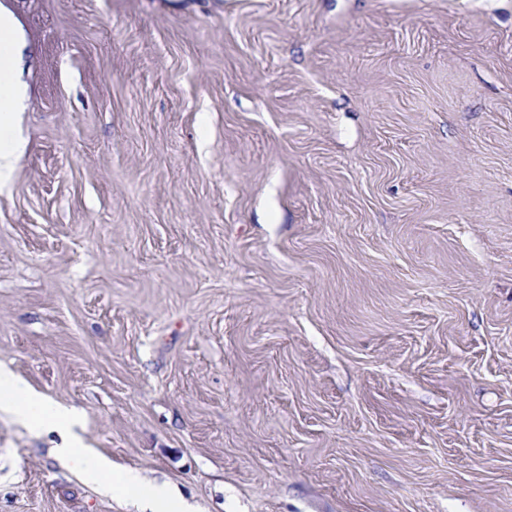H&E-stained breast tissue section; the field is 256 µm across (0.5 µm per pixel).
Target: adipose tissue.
I'll return each instance as SVG.
<instances>
[{"label": "adipose tissue", "instance_id": "1", "mask_svg": "<svg viewBox=\"0 0 512 512\" xmlns=\"http://www.w3.org/2000/svg\"><path fill=\"white\" fill-rule=\"evenodd\" d=\"M1 36L7 38L8 48L0 51V188L9 183L21 151L15 114L25 95L23 87L13 77L19 33L11 14L2 10ZM0 411L15 415L33 430L48 425L55 427L64 438L55 454L67 468L106 490L133 495L141 503L142 512H185L182 501L169 487L145 484L131 469H114L107 457L85 446L75 431L79 423L75 409L42 396L3 366H0Z\"/></svg>", "mask_w": 512, "mask_h": 512}]
</instances>
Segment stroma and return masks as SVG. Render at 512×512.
Masks as SVG:
<instances>
[{
    "mask_svg": "<svg viewBox=\"0 0 512 512\" xmlns=\"http://www.w3.org/2000/svg\"><path fill=\"white\" fill-rule=\"evenodd\" d=\"M0 365L191 512H512V0H0ZM0 413V512H139ZM1 36L7 38L8 48L0 51V189L9 183L21 151L15 113L25 95L23 87L13 77L19 33L11 14L0 8V39Z\"/></svg>",
    "mask_w": 512,
    "mask_h": 512,
    "instance_id": "stroma-1",
    "label": "stroma"
}]
</instances>
